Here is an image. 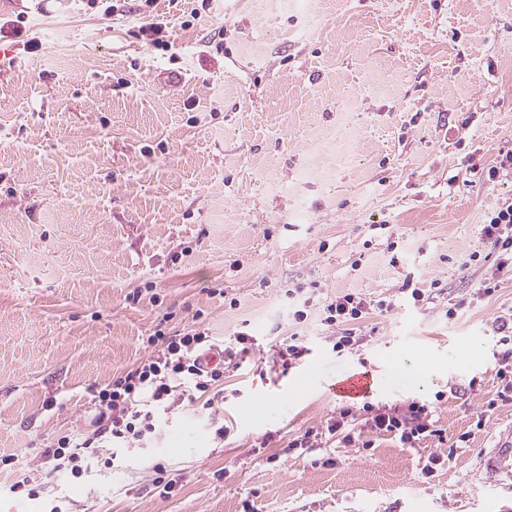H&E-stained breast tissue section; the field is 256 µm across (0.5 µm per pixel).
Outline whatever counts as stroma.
I'll return each instance as SVG.
<instances>
[{
    "label": "stroma",
    "instance_id": "obj_1",
    "mask_svg": "<svg viewBox=\"0 0 512 512\" xmlns=\"http://www.w3.org/2000/svg\"><path fill=\"white\" fill-rule=\"evenodd\" d=\"M270 2L197 15L194 0H155L163 51L140 32L141 0L116 20L87 0H0L43 44L0 38V457L89 431L90 388L146 355L164 313L178 329L202 314L219 337L250 319L260 349L224 380L226 438L210 411L178 407L156 447L48 477L34 501L0 495V512H512L492 329L512 280L473 299L494 265L483 217L512 198V176L476 175L512 149V0ZM410 276L444 289L401 305ZM313 281L318 305L357 291L397 307L344 354L311 317L309 353L285 371L276 294ZM148 282L158 302L128 301ZM414 353L438 373L398 368ZM362 368L371 403L433 402L447 444L410 448L359 419L355 445L291 447Z\"/></svg>",
    "mask_w": 512,
    "mask_h": 512
}]
</instances>
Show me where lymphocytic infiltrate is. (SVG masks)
I'll return each instance as SVG.
<instances>
[{"label":"lymphocytic infiltrate","instance_id":"obj_1","mask_svg":"<svg viewBox=\"0 0 512 512\" xmlns=\"http://www.w3.org/2000/svg\"><path fill=\"white\" fill-rule=\"evenodd\" d=\"M482 234L491 243L496 262L491 276L478 285L480 298L492 296L501 280L512 279V200L487 213ZM393 307V301L366 299L352 292L330 298L323 307V321L337 331L332 338L334 349L341 352L359 347L364 323ZM256 343L246 322L233 338L223 341L197 323L173 330L166 320H159L147 338L148 355L108 384L93 389L98 410L93 430L80 436H60L37 449V457L50 463L53 471L69 472L75 479L82 478L95 461L113 467L128 449L157 441L162 423L176 407L200 400L213 406L215 397L222 394L225 373L241 370ZM212 351L218 355L217 362L203 366L202 355ZM432 416L430 404L418 400L395 406L369 402L359 408L344 406L324 424L294 438L291 445L311 448L327 436L351 442L348 428L360 417L371 431L398 436L402 444L412 446L428 437H441Z\"/></svg>","mask_w":512,"mask_h":512}]
</instances>
